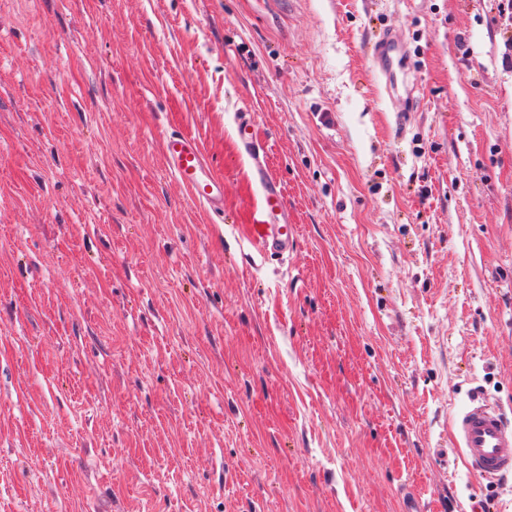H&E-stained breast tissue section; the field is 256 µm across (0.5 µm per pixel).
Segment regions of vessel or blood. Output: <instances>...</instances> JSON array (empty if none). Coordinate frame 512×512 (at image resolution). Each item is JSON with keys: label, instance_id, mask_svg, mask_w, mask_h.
Wrapping results in <instances>:
<instances>
[{"label": "vessel or blood", "instance_id": "obj_1", "mask_svg": "<svg viewBox=\"0 0 512 512\" xmlns=\"http://www.w3.org/2000/svg\"><path fill=\"white\" fill-rule=\"evenodd\" d=\"M375 67L385 81L389 94L399 92V78L407 74V56L401 42L389 34L378 39L372 48ZM239 140L251 157L261 204L255 210L250 236L263 250L287 252L293 242L292 219L285 191L271 176L266 162L255 146L252 124L240 119ZM164 157L171 173L189 197L211 214L224 211V181L208 165L199 140L174 130L163 140ZM460 448L471 471L486 480L512 476V424L500 410L472 402L454 419Z\"/></svg>", "mask_w": 512, "mask_h": 512}]
</instances>
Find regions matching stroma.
Returning <instances> with one entry per match:
<instances>
[{
	"mask_svg": "<svg viewBox=\"0 0 512 512\" xmlns=\"http://www.w3.org/2000/svg\"><path fill=\"white\" fill-rule=\"evenodd\" d=\"M242 113L282 255L249 235ZM476 396L512 422L498 0H0V512H512L454 451ZM373 59L390 95L399 96V74L408 72L407 56L401 42L392 32L373 44ZM238 135L241 145L253 160L261 195L260 207L253 214L250 236L263 250L283 254L292 245L294 234L285 191L267 171L264 155L260 157L259 149L254 147L252 124L246 116L239 120ZM164 157L171 173L189 197L209 213L224 212V180L216 176L205 159L200 141L172 130L164 136Z\"/></svg>",
	"mask_w": 512,
	"mask_h": 512,
	"instance_id": "1",
	"label": "stroma"
}]
</instances>
